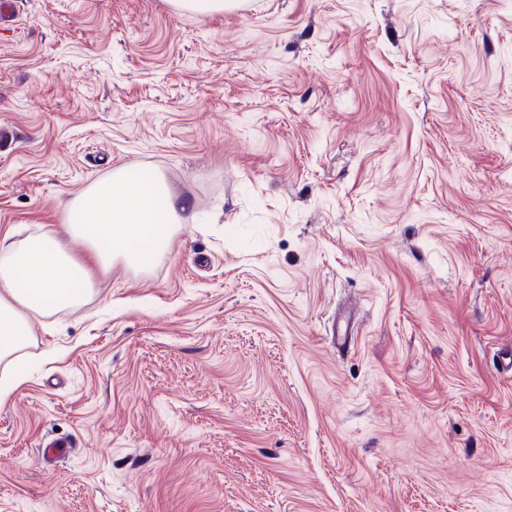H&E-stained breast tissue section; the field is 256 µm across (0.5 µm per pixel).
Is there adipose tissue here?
Returning <instances> with one entry per match:
<instances>
[{
  "mask_svg": "<svg viewBox=\"0 0 512 512\" xmlns=\"http://www.w3.org/2000/svg\"><path fill=\"white\" fill-rule=\"evenodd\" d=\"M63 218L88 260L73 256L49 225L24 239H0V360L25 344L28 313L73 309L86 299L93 288L90 265H151L177 227L193 221L162 172L129 167L64 202Z\"/></svg>",
  "mask_w": 512,
  "mask_h": 512,
  "instance_id": "adipose-tissue-1",
  "label": "adipose tissue"
}]
</instances>
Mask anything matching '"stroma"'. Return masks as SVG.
I'll list each match as a JSON object with an SVG mask.
<instances>
[{
	"instance_id": "obj_1",
	"label": "stroma",
	"mask_w": 512,
	"mask_h": 512,
	"mask_svg": "<svg viewBox=\"0 0 512 512\" xmlns=\"http://www.w3.org/2000/svg\"><path fill=\"white\" fill-rule=\"evenodd\" d=\"M1 126L0 235L131 165L195 221L30 315L0 512H512V0H25ZM236 0H173L172 3L182 11L197 17H207L235 7Z\"/></svg>"
}]
</instances>
